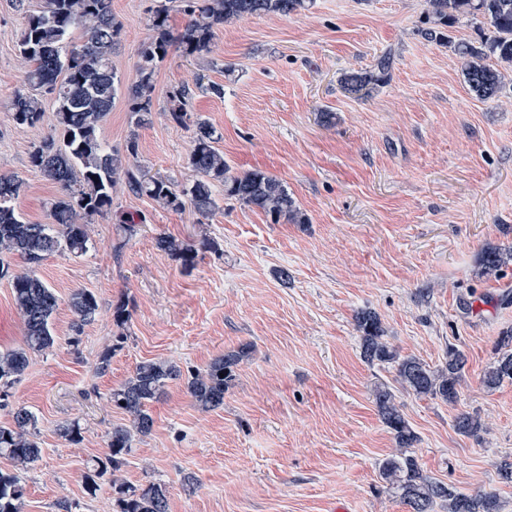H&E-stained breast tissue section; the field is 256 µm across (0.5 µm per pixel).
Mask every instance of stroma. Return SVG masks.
Returning <instances> with one entry per match:
<instances>
[{"label":"stroma","instance_id":"35a3bbf8","mask_svg":"<svg viewBox=\"0 0 512 512\" xmlns=\"http://www.w3.org/2000/svg\"><path fill=\"white\" fill-rule=\"evenodd\" d=\"M154 4L112 0L122 85L137 78ZM24 24L12 0H0V173L24 181L17 208L44 224L61 190L33 169L30 152L53 134L55 106L45 101L34 128L18 127L7 108L25 87ZM432 24L425 0H315L299 14L225 25L208 53L171 50L157 68L147 125L135 127L127 98L117 97L102 123L105 141L121 152L136 136L142 169L181 185L194 178L193 130L168 121L166 93L194 87L187 110L216 128L232 169L281 179L307 221L272 224L224 200L202 221L120 186L111 213L89 218L86 254L62 251L34 265L10 257L12 272H35L60 297L57 345L30 355L0 407V425L19 405L37 417L43 455L20 474L21 512H116L111 480L96 494L84 490L90 461L106 456L113 426L128 421L108 402L111 391L141 361L166 359L188 372L243 345L249 354L222 407L201 409L183 381L169 382L150 408L152 432L132 442L121 485L165 484L169 512H327L334 502L350 512H411L380 470L399 452L375 401L385 385L419 437L412 454L423 474L494 494L498 512H512V484L498 471L512 462V381L481 383L498 336L512 328V264L492 276L480 265L486 248L512 250V80L498 98L476 99L452 48L422 37ZM384 54L386 83L344 90L346 72L371 70ZM211 83L223 85V97L206 92ZM122 212L145 221L124 232L115 221ZM163 234L208 237L219 249L187 273L157 248ZM79 289L99 308L73 347L68 299ZM123 297L130 320L121 332L112 305ZM363 311L379 317L401 355L430 367L442 365L448 346L462 350L458 401L415 395L393 366L367 363L356 324ZM23 345L2 279L0 349ZM466 412L480 417L478 435L455 431ZM67 424L80 428V442L60 436Z\"/></svg>","mask_w":512,"mask_h":512}]
</instances>
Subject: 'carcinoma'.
<instances>
[{
    "instance_id": "1",
    "label": "carcinoma",
    "mask_w": 512,
    "mask_h": 512,
    "mask_svg": "<svg viewBox=\"0 0 512 512\" xmlns=\"http://www.w3.org/2000/svg\"><path fill=\"white\" fill-rule=\"evenodd\" d=\"M151 10L152 35L140 51L141 64L136 82L127 87V99L136 126L150 122L152 93L157 66L172 48L187 57L209 51L216 30L247 16H288L313 5V0H156ZM428 15L434 22L451 26L459 17H482L492 28L493 36L478 43L454 42L434 28L421 35L429 42L446 43L463 60V73L471 92L482 100L498 97L505 81L499 69L488 64L494 59L512 69V0H425ZM23 15L25 27L18 51L28 63L25 75L27 92H17L11 101L13 121L20 128L34 127L43 118V100L55 105L59 139L45 140L34 146L30 162L48 181L59 186L61 195L49 202V223L23 220L16 206L23 182L16 176H0V279H8L14 303L25 329V347L0 351V400L24 374L29 356L53 348L58 337L53 319L59 296L41 278L31 273L14 274L4 263L3 255H17L29 263H38L59 251L84 254L92 247L86 230L88 218L112 211V192L119 183L135 196H146L159 207L181 211L191 206L202 218H209L218 208L214 187L224 188V199L254 207L270 218L271 223L304 224L306 218L297 208L287 186L277 177L260 170L234 173L216 147L217 131L204 119L195 120L188 164L196 178L181 187L161 176H147L137 164L139 144L136 134L127 140L125 152L113 150L100 136V126L112 110L120 79L112 67V53L121 35V24L112 13V0H45L38 11L29 9L27 0H13ZM187 17L185 25L173 32L169 24L173 8ZM81 30L83 41L73 40ZM390 58L382 57L372 71L350 72L344 77L348 89L358 92L383 80ZM190 87L181 85L169 91L168 119L185 125L190 119L186 109L191 99ZM157 246L180 261L190 272L199 254L218 251L210 238L179 241L160 236ZM512 262V251L490 248L481 257V271L498 272ZM77 333L90 323L98 310L96 295L78 290L71 295ZM129 301L121 298L112 307L116 327L127 325ZM362 333V356L370 364H392L403 388L416 395L454 403L467 358L463 351L450 346L445 362L432 368L413 356L403 357L385 340L379 318L370 311L356 316ZM248 354V348L229 351L205 368L183 376L181 369L165 359L139 362L129 379L112 390V406L129 417L130 424L112 429L109 452L97 458L85 477V488L93 494L98 480L117 473L126 463V455L136 435L152 431L154 420L151 403L160 399L168 383L185 380L188 393L196 405L214 409L224 405V393L236 377V368ZM512 381V330L501 333L495 345V360L484 372L482 383L494 388ZM377 407L398 447L408 449L417 436L386 387L375 394ZM37 419L24 406L12 412V423L0 426V457L11 461L13 469H0V512H21L23 487L18 472L25 471L42 456L43 448L35 437ZM482 428L480 420L461 413L454 429L473 436ZM382 475L396 489L412 512H430L434 502H448V512H497L496 496L467 495L441 481L424 476L416 458L401 453L382 464ZM119 512H168L167 488L150 483L143 488H129L118 498Z\"/></svg>"
}]
</instances>
